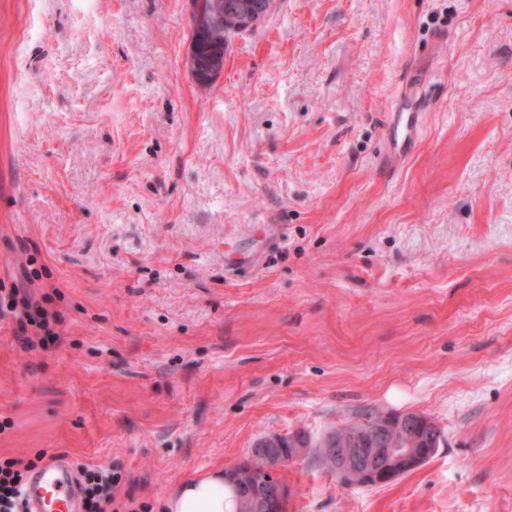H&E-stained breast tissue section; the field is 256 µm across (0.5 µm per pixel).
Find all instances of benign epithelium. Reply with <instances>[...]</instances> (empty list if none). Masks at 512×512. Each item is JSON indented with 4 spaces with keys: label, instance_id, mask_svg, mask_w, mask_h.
Masks as SVG:
<instances>
[{
    "label": "benign epithelium",
    "instance_id": "obj_1",
    "mask_svg": "<svg viewBox=\"0 0 512 512\" xmlns=\"http://www.w3.org/2000/svg\"><path fill=\"white\" fill-rule=\"evenodd\" d=\"M189 29V71L201 85L216 82L224 70V46L213 50L207 70H200L195 62L198 47L209 33L224 23V15L240 16L250 23L261 15L265 5L254 0H214L213 8L205 13L200 0L192 2ZM435 422L424 414L375 413L363 427L347 438H338V432L326 433L311 449L299 442L296 434H271L263 437L249 450V456L264 462V471L274 475L282 467L279 450L282 442L293 443L292 458L299 460L315 456L349 486H377L389 483L423 465L440 447L441 438L431 437ZM288 487L280 482L268 489L249 485L244 489V512H278L288 501Z\"/></svg>",
    "mask_w": 512,
    "mask_h": 512
}]
</instances>
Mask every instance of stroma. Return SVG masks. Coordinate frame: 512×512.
<instances>
[{
	"mask_svg": "<svg viewBox=\"0 0 512 512\" xmlns=\"http://www.w3.org/2000/svg\"><path fill=\"white\" fill-rule=\"evenodd\" d=\"M275 3L202 86L191 0H0V281L62 316L0 320V456L168 512L261 436L417 412L428 462L289 463L288 512H512V0Z\"/></svg>",
	"mask_w": 512,
	"mask_h": 512,
	"instance_id": "1",
	"label": "stroma"
}]
</instances>
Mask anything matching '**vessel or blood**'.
I'll return each mask as SVG.
<instances>
[{
    "label": "vessel or blood",
    "mask_w": 512,
    "mask_h": 512,
    "mask_svg": "<svg viewBox=\"0 0 512 512\" xmlns=\"http://www.w3.org/2000/svg\"><path fill=\"white\" fill-rule=\"evenodd\" d=\"M24 512H83L80 475L67 455L49 457L30 471L23 489Z\"/></svg>",
    "instance_id": "obj_1"
}]
</instances>
